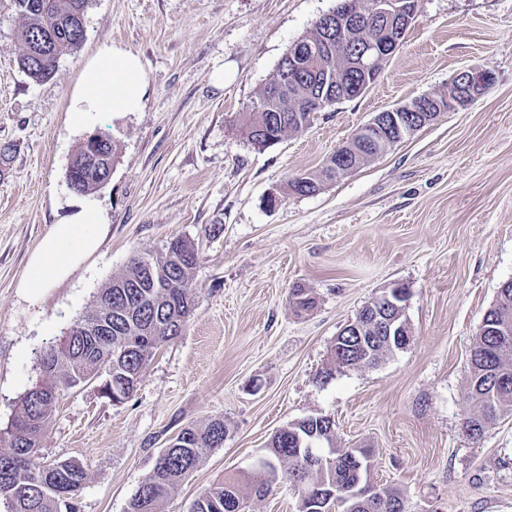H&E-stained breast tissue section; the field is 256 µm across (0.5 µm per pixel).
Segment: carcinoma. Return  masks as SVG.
Segmentation results:
<instances>
[{"instance_id": "cac0c4a2", "label": "carcinoma", "mask_w": 512, "mask_h": 512, "mask_svg": "<svg viewBox=\"0 0 512 512\" xmlns=\"http://www.w3.org/2000/svg\"><path fill=\"white\" fill-rule=\"evenodd\" d=\"M22 24L19 40L22 46L17 58L22 73L34 82L49 79L59 61L74 53L81 45L85 28L87 0H13ZM336 68L329 56L308 59L299 83L304 88L322 89L321 78ZM296 90L278 91L267 85L259 97L257 113L243 122L249 142L259 148L273 146L272 139L305 128L307 113L294 112L288 96ZM98 151L105 154L97 164L117 161V145L109 138L92 135ZM85 145H80L66 175L74 192L89 195L102 186L103 177L86 173L82 167ZM309 183L296 179L288 183L291 192L301 195L322 188L328 180L336 179L324 166L317 173L307 174ZM198 262V251L190 242L171 240L159 257L146 263L132 260L125 273L112 278L102 288L96 302L112 305V334L96 339L66 336L51 345L44 357L52 359L47 377L29 389L20 402L14 418L15 432L9 434L7 450L0 451V499L11 506L10 512H78V497L86 479L85 470L71 461H54L52 466L60 481L50 487L42 485L41 466L35 462L33 449L39 447L40 436L52 417L60 385L76 387L81 377L102 360L112 348V375L117 383L110 386L112 403L121 404L133 394L155 350L178 336L192 308V271ZM297 309L313 308L315 298L307 288L292 291ZM512 330V288L498 294L495 308L489 311L486 322L471 347L469 360L468 398L474 411L464 419L467 436L478 439L506 411H512V381L501 384L498 376L512 378V345L504 348L498 342L502 328ZM349 341L338 339L331 354V368L320 373L328 379L341 364H352L362 352L368 362L376 365L389 354L384 340L374 339L366 331L354 337L356 349L347 347ZM334 430L328 416H308L278 430L266 445L258 461L261 478L240 473L224 477L207 488L193 502L191 512H245L243 485L252 483L255 496L268 494L274 484L286 477L297 496L300 512H326V505L337 492L349 494L361 483H369L370 471L360 464L370 461V450L352 448L329 456L315 453V461L299 452L300 436L313 432L325 434ZM224 421L215 419L205 427L183 428L174 438V445L158 456L151 473L141 483L130 502V512H161L166 499L204 460L207 452L222 445ZM350 512H408L400 493L383 485L372 497H357L349 502Z\"/></svg>"}]
</instances>
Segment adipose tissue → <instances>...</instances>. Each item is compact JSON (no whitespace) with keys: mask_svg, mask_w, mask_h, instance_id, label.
Here are the masks:
<instances>
[{"mask_svg":"<svg viewBox=\"0 0 512 512\" xmlns=\"http://www.w3.org/2000/svg\"><path fill=\"white\" fill-rule=\"evenodd\" d=\"M149 80L139 57L112 43H103L92 56L69 103L75 131L91 130L101 113L123 116L141 111ZM73 211L51 226L31 255L20 282L30 299L67 280L101 246L105 223L97 204L72 201Z\"/></svg>","mask_w":512,"mask_h":512,"instance_id":"adipose-tissue-1","label":"adipose tissue"}]
</instances>
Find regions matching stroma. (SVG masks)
<instances>
[{
  "label": "stroma",
  "instance_id": "35a3bbf8",
  "mask_svg": "<svg viewBox=\"0 0 512 512\" xmlns=\"http://www.w3.org/2000/svg\"><path fill=\"white\" fill-rule=\"evenodd\" d=\"M338 0H89L85 38L54 76L17 66L21 19L0 0V446L40 357L95 306L132 257L195 243L193 310L116 405L98 383L60 387L40 439L45 461L80 464L79 512H128L160 451L181 429L222 419L209 452L163 505L190 512L223 476L251 469L267 441L307 416H328L340 448L372 451L374 482L408 512H512V414L477 440L468 356L502 284L512 279V0H418L404 40L362 95L325 108L302 132L260 149L242 131L289 46ZM137 54L142 111L102 113L116 142L109 182L94 193L100 251L40 300L18 283L51 224L69 212L70 159L83 142L70 93L102 43ZM493 83L316 194L289 192L321 170L377 113L447 92L463 68ZM223 72V85L214 75ZM410 290L409 345L374 366L337 369V334L393 283ZM316 303L296 311L292 288Z\"/></svg>",
  "mask_w": 512,
  "mask_h": 512
}]
</instances>
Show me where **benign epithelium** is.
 <instances>
[{"label": "benign epithelium", "instance_id": "benign-epithelium-1", "mask_svg": "<svg viewBox=\"0 0 512 512\" xmlns=\"http://www.w3.org/2000/svg\"><path fill=\"white\" fill-rule=\"evenodd\" d=\"M418 0H357V6L339 5L324 15L319 23L314 44L308 46L299 42L288 53L290 65L281 69V82L295 84L301 64L297 58L305 50H333L336 55V73L325 78V82L338 88L336 96L344 99L363 94L378 78L383 63L396 50L400 39L417 17ZM352 42L363 45V51L357 56L344 53V47ZM348 70L362 74V80L353 86L344 81ZM492 83L489 72L476 68L458 71L451 79L448 93L445 95H427L407 104L397 106L376 114L358 131V140L366 141L374 148L359 152L350 144L337 149L344 164L337 174L356 170L366 159L380 153V146L393 134L403 138L414 133L417 128L434 119L441 112L455 111L468 106L481 97ZM292 105L309 112V117L328 105L325 95H307L291 97ZM408 290L395 283L383 294L367 304L366 325L387 336L392 347L405 348L411 340V329L402 319ZM112 330V306L100 304L95 317L89 322L78 325V330L69 331L71 336H106Z\"/></svg>", "mask_w": 512, "mask_h": 512}]
</instances>
